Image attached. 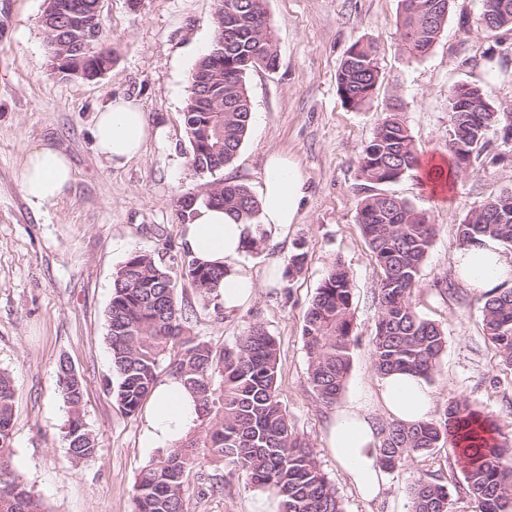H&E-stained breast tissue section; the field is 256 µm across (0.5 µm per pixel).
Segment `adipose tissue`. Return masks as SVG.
<instances>
[{
    "label": "adipose tissue",
    "mask_w": 512,
    "mask_h": 512,
    "mask_svg": "<svg viewBox=\"0 0 512 512\" xmlns=\"http://www.w3.org/2000/svg\"><path fill=\"white\" fill-rule=\"evenodd\" d=\"M91 134L96 152L113 165L121 166L140 155L150 129L139 102L119 96L95 112ZM74 179L67 154L50 144L34 147L23 162V192L33 207L61 197ZM304 196V181L296 163L283 154H270L264 167L258 224L278 236H286L289 226L299 219ZM254 227L208 205L199 206L192 222L183 227L185 251L200 264L223 269L218 294L229 312L250 302L255 294L252 277L243 264L245 241ZM455 272L467 287L489 290L499 281L512 278V251L496 238L479 237L457 249ZM378 387L379 399L391 419L412 424L431 418L434 398L423 378L395 373L381 377ZM196 424L193 395L177 377H165L156 384L144 410L140 443L145 448H171L190 434ZM378 440L375 424L358 402L338 408L330 420L327 446L367 498L382 490Z\"/></svg>",
    "instance_id": "1"
}]
</instances>
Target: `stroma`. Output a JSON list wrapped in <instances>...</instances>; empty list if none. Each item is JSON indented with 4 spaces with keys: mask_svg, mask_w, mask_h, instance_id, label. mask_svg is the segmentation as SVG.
Returning a JSON list of instances; mask_svg holds the SVG:
<instances>
[{
    "mask_svg": "<svg viewBox=\"0 0 512 512\" xmlns=\"http://www.w3.org/2000/svg\"><path fill=\"white\" fill-rule=\"evenodd\" d=\"M43 3L0 0V368L14 376L11 448L33 494L50 512H134V479L159 455L140 444L141 415L125 414L106 391L113 277L139 249L167 266L193 335L219 345L259 323L274 336L281 405L345 512H410V487L422 474L447 484L456 512H478L445 440L384 472L377 497H361L326 446L334 409L318 401L309 383L303 326L324 276L333 263H344L352 276L358 342L339 402L361 401L376 425L386 424L370 354L379 269L357 221L359 158L393 105L421 159L447 157L448 93L460 83L479 85L496 109L512 110V31L481 26L482 0H451L438 41L424 57L412 58L399 46L400 0H267L278 67L245 75L251 123L219 177L260 194L265 159L280 151L297 162L308 194L286 238L267 233L260 250L245 253L257 294L228 313L220 298L200 296L182 270V226L175 215L176 200L203 191L210 180L189 165L184 111L188 79L213 40L214 0H142L136 9L129 0H101V39L115 60L94 80L50 72ZM356 43L373 46L379 82L370 101L353 109L338 92L336 74ZM120 95L140 99L156 134L140 156L115 166L97 155L90 129L94 112ZM45 142L68 155L75 180L55 202L35 208L24 196L20 172L27 151ZM384 190L426 210L438 229L414 294L420 314L448 336L429 381L434 417L464 399L512 440V370L483 334L482 294L468 289L459 299L440 293L455 279L459 224L488 198L512 191V146L492 141L483 166L458 174L445 192L431 194L412 175ZM300 242L307 261L291 276L288 259ZM63 359L83 380V419L98 442L91 461L79 465L70 462L64 441L56 384ZM204 471L223 489L204 496L190 482L187 512H278L276 500L239 472L210 465Z\"/></svg>",
    "mask_w": 512,
    "mask_h": 512,
    "instance_id": "stroma-1",
    "label": "stroma"
}]
</instances>
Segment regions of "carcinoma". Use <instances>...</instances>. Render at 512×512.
<instances>
[{"mask_svg":"<svg viewBox=\"0 0 512 512\" xmlns=\"http://www.w3.org/2000/svg\"><path fill=\"white\" fill-rule=\"evenodd\" d=\"M234 15L224 23L225 67L236 75L224 80V111L192 112L184 122L204 126L209 144L217 152L191 148L189 164L198 174L213 175L231 162L246 135L251 102L243 87L244 75L253 69L250 58L278 57L277 46L263 15L252 0H223ZM450 0H402L397 32L403 52L425 56L434 46L448 19ZM483 13L496 19V29L512 30V0H484ZM47 39L67 48L80 60L74 34L55 21L42 23ZM379 80L371 47L354 44L337 73L343 101L358 109L371 99ZM488 107L481 88L467 83L454 86L455 95ZM472 119L449 126L464 132L474 151L471 168L482 165L488 129ZM365 196L358 202L357 218L379 268L378 315L370 351L380 375L411 371L430 378L448 337L434 321L424 318L413 304L420 269L436 237V227L426 212L405 199L376 191L420 167L418 148L399 114L385 113L360 160ZM208 193L222 197L219 206L245 223L253 224L260 203L242 184L208 182ZM512 194L486 201L480 223L458 225L459 245L480 236L500 240L512 248ZM186 276L204 295L216 293L224 271L188 260ZM483 334L497 350L504 366L512 369V287L505 284L483 293ZM352 279L341 262L329 269L307 309L303 338L309 358V380L317 398L329 406L340 398L357 344L351 312ZM107 342L112 353L114 381L108 394L128 414H135L157 383L162 356L174 347L177 356L168 374L182 380L197 401V436H186L159 458L144 466L133 485L135 512H185V488L190 478L207 495L221 490L219 482L201 469V459L230 466L246 475L249 483L271 492L279 512H344L336 489L321 471L304 439L295 432L277 394L279 349L264 326L254 323L230 344L215 346L190 334L175 285L162 263L152 254L135 250L116 271L112 300L106 313ZM66 409L64 439L75 464L89 461L97 439L81 413L83 384L72 366L59 362L57 382ZM15 385L10 373L0 371V512H47L14 462L10 449L14 420ZM497 425L468 401L448 405L443 417L413 425L391 422L380 431L378 462L393 471L415 456L425 455L447 438L470 448L463 467L466 491L479 512H512V448L491 440L484 430ZM411 512H455L448 486L423 477L411 487Z\"/></svg>","mask_w":512,"mask_h":512,"instance_id":"obj_1","label":"carcinoma"}]
</instances>
